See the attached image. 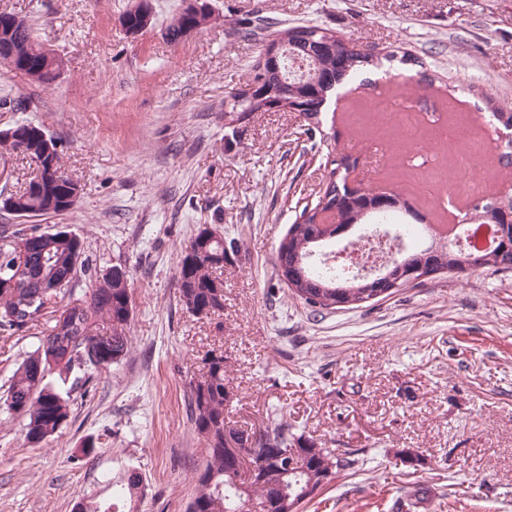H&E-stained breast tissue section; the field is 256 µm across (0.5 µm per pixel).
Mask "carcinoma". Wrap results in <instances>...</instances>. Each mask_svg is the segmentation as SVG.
I'll use <instances>...</instances> for the list:
<instances>
[{"mask_svg":"<svg viewBox=\"0 0 512 512\" xmlns=\"http://www.w3.org/2000/svg\"><path fill=\"white\" fill-rule=\"evenodd\" d=\"M208 0H191L174 14L166 27V36L177 42L192 30L208 25L205 9ZM152 16L150 0H141L137 10L127 11L126 30L137 32L144 27V16ZM15 25L12 53L0 54V61L25 72L39 85L54 82L63 72L64 58L55 50L38 42L24 20L11 13H0V26ZM273 21L258 17L243 22L242 33L254 36L271 28ZM346 39L321 29L317 41L303 45L301 54L318 61L320 76L316 83L297 85L286 81L285 73L266 70L252 73L261 78L268 96L261 101L238 102L239 93L230 96L229 111L248 107L252 112H267L273 107L282 111L293 108L303 114L310 125L319 124V116L330 102L336 88L375 64V54L347 49ZM12 136H0V149L28 159L36 172L26 186L0 200L3 209L19 218H34L71 211L77 201L69 199L71 188L64 175L62 157L56 140L30 124L14 126ZM328 180L318 202L303 208L287 237L276 250L277 268L294 273L289 290L314 310H336L337 297L349 305L360 306L361 282L338 278L334 274L309 265L307 252L317 251L324 242L310 238L324 232L316 225L320 211L336 201V191L347 194V165L336 159L334 150L327 153ZM367 203L347 205L341 215L342 224L361 226L382 218L378 212H367ZM40 228L29 227L0 231V330L14 333L29 331L43 323L49 329L26 352L13 371L5 410L25 421L27 442L39 445L55 434L71 414L70 392L83 387L93 375L108 370L128 354L133 304L129 271L121 266L117 272L98 276L93 260L86 254L81 239L66 231L49 233L41 250L33 241ZM428 248H413L386 256L384 264L394 260L433 263L441 273H462L483 268L512 271V246L481 253L452 250L428 257ZM224 237L216 236L208 226L182 250L178 265L179 299L186 310L196 316L220 315L224 311V281L217 272L224 268ZM84 277L91 288L76 295L75 282ZM73 327L67 335L58 331L60 321ZM66 342L67 359H49L45 343ZM202 372L190 381V405L196 433L206 445V461L197 475L196 494L187 512H299L306 502L302 491L312 485L322 487L342 471H356L365 465L364 453L353 449L339 453L323 449L302 458V465L284 474L278 464L279 453L302 438L289 433L288 422L279 420L260 433L256 445L266 450L257 473H240L224 459V439L242 434L240 428L226 420L224 407L231 400L228 390L224 353L201 358ZM108 494L81 500L80 512H134L144 486L137 468L105 479Z\"/></svg>","mask_w":512,"mask_h":512,"instance_id":"cac0c4a2","label":"carcinoma"}]
</instances>
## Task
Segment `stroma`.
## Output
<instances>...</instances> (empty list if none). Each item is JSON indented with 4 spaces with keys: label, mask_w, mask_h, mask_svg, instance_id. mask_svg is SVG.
<instances>
[{
    "label": "stroma",
    "mask_w": 512,
    "mask_h": 512,
    "mask_svg": "<svg viewBox=\"0 0 512 512\" xmlns=\"http://www.w3.org/2000/svg\"><path fill=\"white\" fill-rule=\"evenodd\" d=\"M135 3L0 0L66 58L40 86L0 65V130L43 128L80 186L75 209L38 223L79 236L100 272L126 266L133 301L128 354L73 391L58 433L30 446L22 420L0 412V512H74L125 465L145 478L135 512H185L205 457L188 384L211 349L224 352L237 426L283 418L318 447L364 449L363 470L299 512H397L417 488L428 512H512V271L438 274L319 313L274 261L331 146L427 224L512 191L499 161L512 130L492 114L512 102V0H209L219 21L175 44L164 29L183 0H151L153 24L132 35L121 19ZM256 14L377 55L323 112L321 135L297 112L225 120L263 50L238 30ZM204 224L236 247L224 312L209 319L186 311L176 279Z\"/></svg>",
    "instance_id": "35a3bbf8"
}]
</instances>
